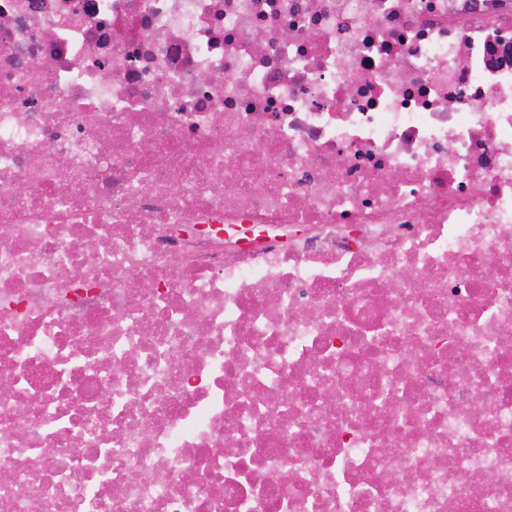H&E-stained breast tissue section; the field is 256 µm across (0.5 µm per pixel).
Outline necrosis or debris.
Segmentation results:
<instances>
[{"label": "necrosis or debris", "instance_id": "4bbe7bcc", "mask_svg": "<svg viewBox=\"0 0 512 512\" xmlns=\"http://www.w3.org/2000/svg\"><path fill=\"white\" fill-rule=\"evenodd\" d=\"M1 380L0 512H512V0H0Z\"/></svg>", "mask_w": 512, "mask_h": 512}]
</instances>
